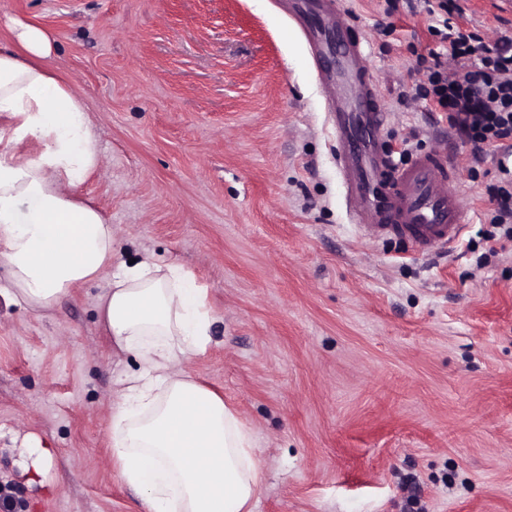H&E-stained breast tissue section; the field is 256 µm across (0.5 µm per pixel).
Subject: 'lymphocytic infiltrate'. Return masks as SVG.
<instances>
[{"mask_svg": "<svg viewBox=\"0 0 512 512\" xmlns=\"http://www.w3.org/2000/svg\"><path fill=\"white\" fill-rule=\"evenodd\" d=\"M438 47L425 79L416 88V99L444 113L450 127L462 132L472 145L473 161L485 152L500 153L512 140V37L496 46L484 44L478 32L454 26L462 14L458 0H424ZM457 71L448 74V63Z\"/></svg>", "mask_w": 512, "mask_h": 512, "instance_id": "f902f5d3", "label": "lymphocytic infiltrate"}]
</instances>
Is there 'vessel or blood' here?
<instances>
[{
    "mask_svg": "<svg viewBox=\"0 0 512 512\" xmlns=\"http://www.w3.org/2000/svg\"><path fill=\"white\" fill-rule=\"evenodd\" d=\"M293 11L319 83L335 91L327 102L328 121L353 221L369 234L394 235L421 248L456 241L464 219L449 183L457 169L443 153H424L399 166L384 151L387 114L365 67L367 40L351 35L341 5L293 0Z\"/></svg>",
    "mask_w": 512,
    "mask_h": 512,
    "instance_id": "b4317fda",
    "label": "vessel or blood"
}]
</instances>
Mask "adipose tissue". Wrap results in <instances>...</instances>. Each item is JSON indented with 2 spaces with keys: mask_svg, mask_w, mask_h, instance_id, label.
Segmentation results:
<instances>
[{
  "mask_svg": "<svg viewBox=\"0 0 512 512\" xmlns=\"http://www.w3.org/2000/svg\"><path fill=\"white\" fill-rule=\"evenodd\" d=\"M0 49V265L10 302L54 308L109 276L97 315L110 343L133 354L109 421L112 464L144 512H254L263 464L253 431L183 367L204 354L208 291L177 263L117 262L116 230L78 190L102 164L86 96L43 60L45 30L23 27Z\"/></svg>",
  "mask_w": 512,
  "mask_h": 512,
  "instance_id": "1",
  "label": "adipose tissue"
}]
</instances>
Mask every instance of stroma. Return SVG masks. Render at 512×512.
<instances>
[{"mask_svg":"<svg viewBox=\"0 0 512 512\" xmlns=\"http://www.w3.org/2000/svg\"><path fill=\"white\" fill-rule=\"evenodd\" d=\"M462 27L512 36V0H461ZM370 45L389 153L450 154L465 227L414 250L350 222L335 140L288 0H0L47 30L48 67L80 87L103 163L81 188L119 260L192 271L213 343L192 374L252 426L255 512H512V240L491 224L471 147L414 100L424 11L343 0ZM0 266V484L24 512H139L111 463L116 356L96 315L106 278L52 311L11 303ZM54 448L33 485L27 448Z\"/></svg>","mask_w":512,"mask_h":512,"instance_id":"stroma-1","label":"stroma"}]
</instances>
